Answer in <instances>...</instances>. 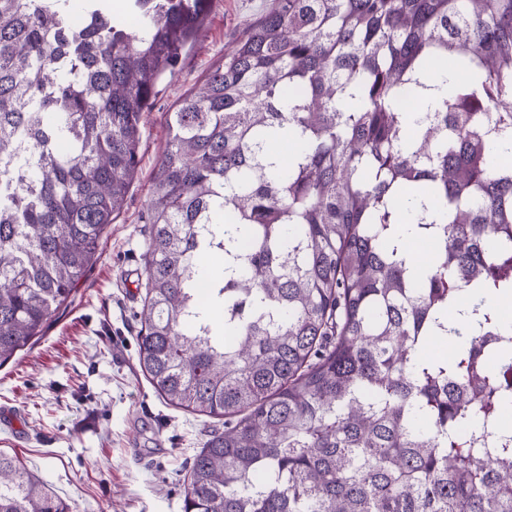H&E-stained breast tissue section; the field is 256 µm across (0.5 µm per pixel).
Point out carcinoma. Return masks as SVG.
Wrapping results in <instances>:
<instances>
[{"instance_id":"cac0c4a2","label":"carcinoma","mask_w":512,"mask_h":512,"mask_svg":"<svg viewBox=\"0 0 512 512\" xmlns=\"http://www.w3.org/2000/svg\"><path fill=\"white\" fill-rule=\"evenodd\" d=\"M80 7L0 0V365L92 264L211 0ZM509 100L512 0H274L168 113L138 362L224 420L182 512H512ZM0 512L69 505L0 451Z\"/></svg>"}]
</instances>
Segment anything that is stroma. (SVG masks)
I'll list each match as a JSON object with an SVG mask.
<instances>
[{"instance_id": "stroma-1", "label": "stroma", "mask_w": 512, "mask_h": 512, "mask_svg": "<svg viewBox=\"0 0 512 512\" xmlns=\"http://www.w3.org/2000/svg\"><path fill=\"white\" fill-rule=\"evenodd\" d=\"M272 0H213L205 26L144 114L139 164L99 252L42 337L0 365V451L18 456L71 512H182L184 476L220 419L167 405L138 364L144 214L176 101Z\"/></svg>"}]
</instances>
